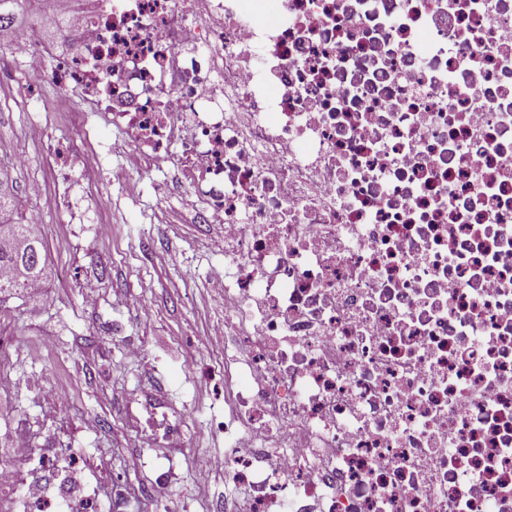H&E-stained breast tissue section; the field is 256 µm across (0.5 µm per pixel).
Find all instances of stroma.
<instances>
[{
    "instance_id": "stroma-1",
    "label": "stroma",
    "mask_w": 512,
    "mask_h": 512,
    "mask_svg": "<svg viewBox=\"0 0 512 512\" xmlns=\"http://www.w3.org/2000/svg\"><path fill=\"white\" fill-rule=\"evenodd\" d=\"M81 141L94 134L102 169L99 194L88 199L73 180L69 207L59 210L57 173L39 144L40 129ZM127 150L120 131L63 98L55 82L17 69L0 85V188L43 213L37 231L48 274L40 295H0V329L10 344L14 382L0 393V448L22 440L53 443L85 462L83 494L112 512L113 479L129 485L125 512H232L223 475L197 485V460L224 453L211 419L232 415L224 399V357L208 336L223 315L224 257L195 245L189 194L166 166L127 182L112 178ZM24 164H14V156ZM45 183L40 197L30 182ZM108 225L109 234L98 231ZM100 284L96 303L80 285ZM144 357H127L129 340ZM66 383L57 399L53 386ZM180 425L176 442L152 433V410Z\"/></svg>"
}]
</instances>
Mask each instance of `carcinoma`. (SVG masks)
<instances>
[{
	"instance_id": "cac0c4a2",
	"label": "carcinoma",
	"mask_w": 512,
	"mask_h": 512,
	"mask_svg": "<svg viewBox=\"0 0 512 512\" xmlns=\"http://www.w3.org/2000/svg\"><path fill=\"white\" fill-rule=\"evenodd\" d=\"M9 271V277L0 280V293H26L32 283L44 279L42 243L31 224H4L0 220V269Z\"/></svg>"
}]
</instances>
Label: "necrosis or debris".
<instances>
[{
  "label": "necrosis or debris",
  "instance_id": "obj_1",
  "mask_svg": "<svg viewBox=\"0 0 512 512\" xmlns=\"http://www.w3.org/2000/svg\"><path fill=\"white\" fill-rule=\"evenodd\" d=\"M51 72L224 255L244 512H512V0H47ZM62 174L98 156L46 139ZM49 445L23 444L0 489ZM19 512H97L24 496ZM40 33L41 42L52 44L56 47L55 55L48 60L49 69L51 67H55L56 65H58L59 68L66 66L67 61L65 60V58L69 56L68 52L72 51L74 45L60 38L59 35L55 32H52L51 34H46L45 32L43 33L40 31Z\"/></svg>",
  "mask_w": 512,
  "mask_h": 512
}]
</instances>
